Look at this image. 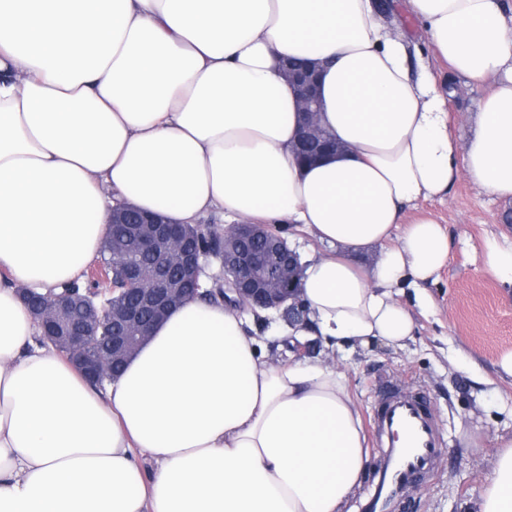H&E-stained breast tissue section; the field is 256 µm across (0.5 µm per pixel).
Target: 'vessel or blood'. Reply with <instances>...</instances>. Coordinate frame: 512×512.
Masks as SVG:
<instances>
[{
	"label": "vessel or blood",
	"instance_id": "b4317fda",
	"mask_svg": "<svg viewBox=\"0 0 512 512\" xmlns=\"http://www.w3.org/2000/svg\"><path fill=\"white\" fill-rule=\"evenodd\" d=\"M381 399L371 419L380 450L377 484L367 512L378 503L402 498L433 474L441 441L424 393L403 391L390 380L380 383Z\"/></svg>",
	"mask_w": 512,
	"mask_h": 512
}]
</instances>
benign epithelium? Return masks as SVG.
<instances>
[{"label":"benign epithelium","mask_w":512,"mask_h":512,"mask_svg":"<svg viewBox=\"0 0 512 512\" xmlns=\"http://www.w3.org/2000/svg\"><path fill=\"white\" fill-rule=\"evenodd\" d=\"M284 74L297 88L298 111L304 113V136L295 150H310L312 160L342 151V146L330 143L318 124L320 72L316 66L286 65ZM273 233L275 228L268 224L246 222L235 225L233 236L248 240L258 234L271 236ZM138 239L144 251L160 256V263L142 275L133 269L112 273V278L124 283L125 291L136 296L138 304L110 306V319L120 322L127 335L112 337L109 350L95 355L87 351L88 337L102 316V306L94 298L84 299L66 292L34 295L28 288L17 289L20 299H34V315L48 343L99 385L112 376V355L127 350L132 344L141 345L173 305L196 293L203 281L215 288L223 284L224 290L234 295L233 302L256 318L263 320L268 312H280L288 317L289 325L295 327L305 316L298 285L300 262L283 238L280 239L281 252L287 260L238 249L224 264L219 277L208 276L204 264L200 263V258L208 254L198 258L185 249L182 228L178 224L148 219L138 230Z\"/></svg>","instance_id":"1"}]
</instances>
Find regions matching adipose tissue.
<instances>
[{"instance_id": "obj_1", "label": "adipose tissue", "mask_w": 512, "mask_h": 512, "mask_svg": "<svg viewBox=\"0 0 512 512\" xmlns=\"http://www.w3.org/2000/svg\"><path fill=\"white\" fill-rule=\"evenodd\" d=\"M408 6L456 74L495 81L466 143L375 0H0V512H342L369 456L335 365L265 363L242 310L193 299L99 389L38 342L16 287L80 277L118 204L301 224L327 250L301 263L298 335L404 347L401 297L449 253L404 212L462 173L512 199V0ZM295 58L320 66L319 123L346 147L313 165L292 151ZM478 512H512V438Z\"/></svg>"}]
</instances>
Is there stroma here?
I'll return each instance as SVG.
<instances>
[{"label":"stroma","mask_w":512,"mask_h":512,"mask_svg":"<svg viewBox=\"0 0 512 512\" xmlns=\"http://www.w3.org/2000/svg\"><path fill=\"white\" fill-rule=\"evenodd\" d=\"M395 21L415 45L419 60L448 95L449 132L459 142L472 135L481 100L492 84L474 86L439 59L407 0H390ZM512 201H503L459 177L446 195L407 210L436 219L450 241L448 261L438 279L424 290L423 301L406 297L415 330L405 348L375 342L348 345L334 360L346 373L362 418L379 404L377 383L400 379L431 401L443 443L434 477L410 495L404 512H477L482 484L491 474L498 437L512 434V377L498 362L512 351V288L485 268L487 238L512 242V223L504 221ZM288 321L273 313L267 324L250 323L248 333L260 343L264 361L283 360L281 336Z\"/></svg>","instance_id":"35a3bbf8"}]
</instances>
